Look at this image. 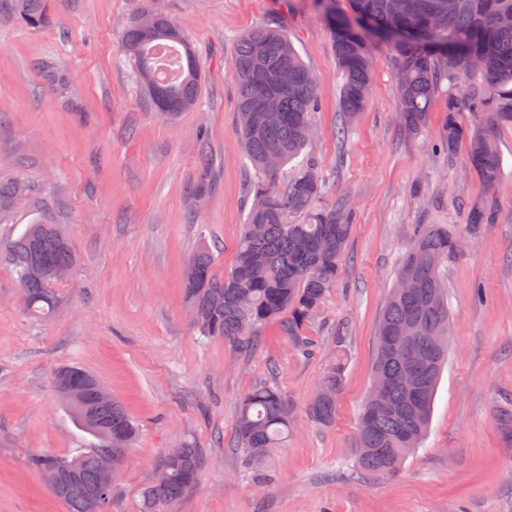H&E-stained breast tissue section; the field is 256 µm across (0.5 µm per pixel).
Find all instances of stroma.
Here are the masks:
<instances>
[{
  "label": "stroma",
  "mask_w": 512,
  "mask_h": 512,
  "mask_svg": "<svg viewBox=\"0 0 512 512\" xmlns=\"http://www.w3.org/2000/svg\"><path fill=\"white\" fill-rule=\"evenodd\" d=\"M0 0V178L30 192L0 216V238L58 225L76 255L59 307L31 317L0 263V512H66L28 460L85 440L62 408L54 375L80 366L138 426L116 479L112 512H141L159 456L190 443L206 466L172 512H512V128L497 134L502 179L485 187L465 148L434 152L448 97L440 86L416 134L398 118L390 44L372 45L369 100L352 119L317 0H48L32 29ZM164 12L196 47L197 106L156 112L123 49L134 21ZM285 26L315 78L319 107L308 153L322 205L346 202L354 228L336 285L298 352L285 319L253 346L200 336L185 267L209 244L215 271L234 265L254 176L237 135L229 69L241 36ZM496 221L464 235L472 207ZM421 224L462 233L445 262L451 350L431 423L399 475L372 478L352 448L369 391L377 323L394 272ZM344 355L334 421L306 407L326 363ZM267 377L295 405L288 437L253 463L237 442L240 401Z\"/></svg>",
  "instance_id": "obj_1"
}]
</instances>
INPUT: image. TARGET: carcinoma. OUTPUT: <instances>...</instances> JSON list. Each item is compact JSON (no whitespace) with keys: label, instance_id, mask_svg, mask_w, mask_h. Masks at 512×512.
Returning <instances> with one entry per match:
<instances>
[{"label":"carcinoma","instance_id":"1","mask_svg":"<svg viewBox=\"0 0 512 512\" xmlns=\"http://www.w3.org/2000/svg\"><path fill=\"white\" fill-rule=\"evenodd\" d=\"M326 12L332 48L342 75L340 106L346 118L361 111L372 81L371 36L391 42L398 79V108L403 127L418 133L430 101L443 82L448 93L445 115L434 142L451 153L464 144L470 167L489 189L502 175L497 131L512 127V0H349L351 14L336 11V0H319ZM14 12L30 28L46 21L44 0H14ZM123 42L137 78L156 111L175 116L194 107L200 75L196 53L180 29L162 14L132 23ZM474 76L473 88L458 83ZM231 77L237 89L238 132L255 170L247 223L238 241L234 266L214 272L206 244L187 264L186 297L192 323L205 337L248 346L260 325L288 315L286 330L305 352L307 324L335 286L345 247L354 227L342 204L319 206L323 184L305 153L308 129L317 108L314 80L301 61L288 31L258 27L243 35ZM297 161L293 176L280 180V169ZM24 183L0 180V215L25 195ZM495 223L487 202L470 213L465 232L478 235ZM460 237L444 224H422L402 255L375 336L372 380L383 384L380 403H363L355 439V462L370 477L396 475L421 444L431 416L435 389L448 358L450 320L446 283L440 268L460 249ZM11 265L36 317L52 315L57 288L74 264L73 251L55 224H29L17 237L0 240V261ZM344 357L325 366L322 383L335 395L314 399L307 415L330 424L343 386ZM80 401L64 404L75 426L90 437L85 448L66 455L31 458L40 474L53 469L48 489L67 512H90L88 494L102 493L100 512H112L114 486L101 463L118 443L130 448L137 426L113 399L100 400L98 380L78 366H65ZM290 396L266 380L254 383L240 402L237 422L241 447L259 463L288 436L294 422ZM123 430L118 438L105 427ZM168 474L164 486L145 492L143 512H161L199 484L205 460L191 444L171 448L158 460Z\"/></svg>","mask_w":512,"mask_h":512}]
</instances>
